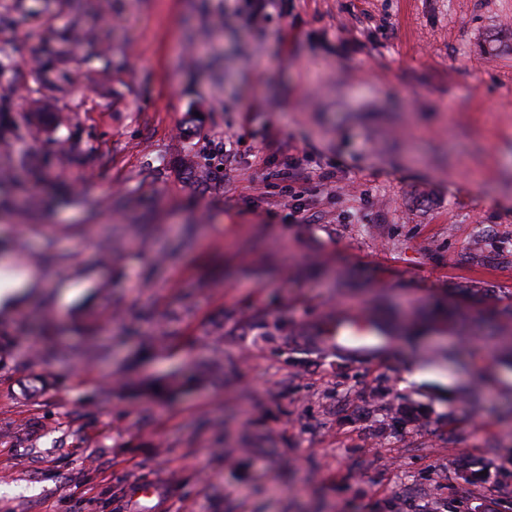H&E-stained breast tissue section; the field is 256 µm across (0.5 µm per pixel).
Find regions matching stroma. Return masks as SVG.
<instances>
[{
	"label": "stroma",
	"mask_w": 512,
	"mask_h": 512,
	"mask_svg": "<svg viewBox=\"0 0 512 512\" xmlns=\"http://www.w3.org/2000/svg\"><path fill=\"white\" fill-rule=\"evenodd\" d=\"M0 54V512H512V0H0ZM37 282V276L32 270H24L22 277L16 279H1L0 280V307L3 305L9 308L12 304V299L16 292L21 287L32 286ZM306 336L318 346L339 351L356 359H372L388 348L390 340L377 327L367 323L358 310L339 309L324 324Z\"/></svg>",
	"instance_id": "obj_1"
}]
</instances>
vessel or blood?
Returning a JSON list of instances; mask_svg holds the SVG:
<instances>
[{"label":"vessel or blood","mask_w":512,"mask_h":512,"mask_svg":"<svg viewBox=\"0 0 512 512\" xmlns=\"http://www.w3.org/2000/svg\"><path fill=\"white\" fill-rule=\"evenodd\" d=\"M313 342L326 350H336L357 359L374 358L388 348L390 340L377 327L367 323L357 310L340 309L315 329Z\"/></svg>","instance_id":"vessel-or-blood-1"}]
</instances>
